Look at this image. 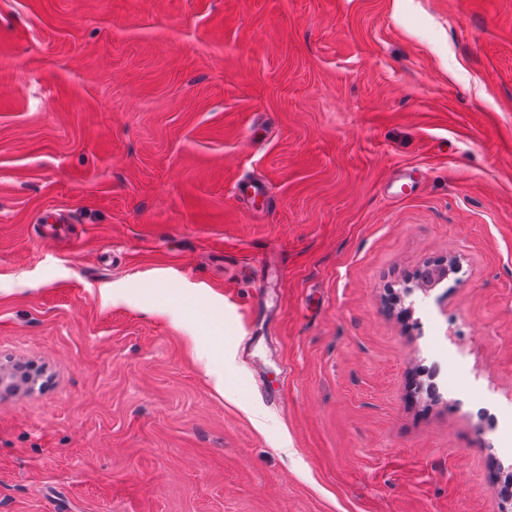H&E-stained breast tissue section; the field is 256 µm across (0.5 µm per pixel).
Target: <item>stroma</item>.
I'll use <instances>...</instances> for the list:
<instances>
[{"instance_id": "stroma-1", "label": "stroma", "mask_w": 512, "mask_h": 512, "mask_svg": "<svg viewBox=\"0 0 512 512\" xmlns=\"http://www.w3.org/2000/svg\"><path fill=\"white\" fill-rule=\"evenodd\" d=\"M18 362L0 512H500L512 0H0Z\"/></svg>"}]
</instances>
